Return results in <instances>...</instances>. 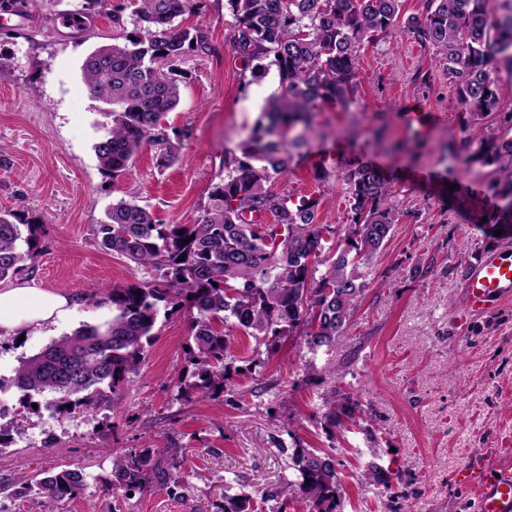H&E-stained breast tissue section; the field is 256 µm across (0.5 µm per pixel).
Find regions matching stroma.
<instances>
[{
	"label": "stroma",
	"instance_id": "1",
	"mask_svg": "<svg viewBox=\"0 0 512 512\" xmlns=\"http://www.w3.org/2000/svg\"><path fill=\"white\" fill-rule=\"evenodd\" d=\"M83 0H28L20 12H0V211L41 227L42 253L20 283L69 295L75 305L60 325L30 331L25 340L0 337V512H41L33 485L43 472L81 469L85 484L62 512H220L224 499L250 498L249 512H317L288 469V450L334 449L341 504L336 512H476L463 477L485 449L512 439V299L467 314L463 279L484 253L512 245V224L493 233L469 198L491 202L488 168L453 166L447 148L497 127L496 117L462 126L455 93L431 52L396 35L366 48L359 62L362 87L345 112L317 115L308 155L294 158L274 178L287 190L319 202L320 223L341 226L347 201L335 177L316 180L313 162L332 154L361 155L394 178L403 191L391 204L401 218L385 252L374 260L369 286L345 336L333 352L311 353L296 336L265 348L243 329L230 332L234 393L198 399L186 347L190 316L159 318L155 343L114 405L63 417L23 410L11 380L23 358L84 324L112 315L96 292L150 279L144 268L103 250L93 235L113 201L132 196L164 223H194L225 149L246 141L276 70L244 83L241 63L227 45V0H208L186 23L207 24L214 56L175 62L181 100L164 123L180 151L157 168L153 150L135 159L131 176L110 181L94 145L105 135V104L81 78V64L98 38L112 34L108 19H90L92 37L61 26ZM424 106L435 119L427 129L399 120L406 105ZM403 142L419 156L386 153ZM428 180H418V173ZM428 267L424 277L414 266ZM347 372L379 438L325 423L322 398L335 369ZM173 448L181 498L166 487L132 497L105 493L114 455L145 447ZM398 473L391 489L362 484L368 463Z\"/></svg>",
	"mask_w": 512,
	"mask_h": 512
}]
</instances>
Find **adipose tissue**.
Wrapping results in <instances>:
<instances>
[{
  "mask_svg": "<svg viewBox=\"0 0 512 512\" xmlns=\"http://www.w3.org/2000/svg\"><path fill=\"white\" fill-rule=\"evenodd\" d=\"M70 301L64 294L16 286L0 289V331L22 336L47 324H60L70 316Z\"/></svg>",
  "mask_w": 512,
  "mask_h": 512,
  "instance_id": "obj_1",
  "label": "adipose tissue"
}]
</instances>
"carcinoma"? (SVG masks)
Instances as JSON below:
<instances>
[{"label":"carcinoma","mask_w":512,"mask_h":512,"mask_svg":"<svg viewBox=\"0 0 512 512\" xmlns=\"http://www.w3.org/2000/svg\"><path fill=\"white\" fill-rule=\"evenodd\" d=\"M228 45L257 78L276 67L278 94L268 102L267 124L237 149H224L219 181L193 224H164L133 198L112 203L94 233L102 248L151 272L139 285L114 288L102 303L112 318L84 324L21 360L12 386L26 408L33 395L51 394L59 413L91 410L117 399L136 374L155 338L158 316L190 313L189 355L202 398L232 393L224 328L235 325L269 346L294 333L309 351H331L358 311L368 283L365 269L386 249L398 224L388 205L396 182L360 156L338 162L337 180L348 202L338 229L318 220V201L275 193L268 183L288 172L292 155L281 151L283 136L314 115L346 110L359 94V60L365 47L399 33L431 51L452 83L462 122L503 115L504 131L467 143L460 161L493 167L494 212L486 222H512V104L504 103L498 74L512 75V0H424L419 15L403 12V0H227ZM133 29L126 5L84 0L85 19L103 15L112 42L95 47L81 65L103 112L107 134L94 145L102 172L116 180L131 172L143 148L156 153L159 168L177 157L179 144L162 118L179 104V74L158 63L185 55L214 54L210 26H185L176 19L206 7V0H132ZM40 254L39 227L0 212V282L23 274ZM324 400L326 422L365 421L364 409L343 376ZM297 485L320 512H336V455L296 447L289 456ZM167 453L144 448L113 457L112 488L125 495L155 483L178 495ZM362 479L391 489L393 472L370 463ZM84 474L65 469L41 478L43 512L79 492Z\"/></svg>","instance_id":"1"}]
</instances>
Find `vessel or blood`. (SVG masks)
I'll return each mask as SVG.
<instances>
[{
	"label": "vessel or blood",
	"instance_id": "b4317fda",
	"mask_svg": "<svg viewBox=\"0 0 512 512\" xmlns=\"http://www.w3.org/2000/svg\"><path fill=\"white\" fill-rule=\"evenodd\" d=\"M466 306L488 310L512 296V251L501 249L484 256L468 271L464 283ZM474 484L478 512H512V448H491L478 467Z\"/></svg>",
	"mask_w": 512,
	"mask_h": 512
}]
</instances>
